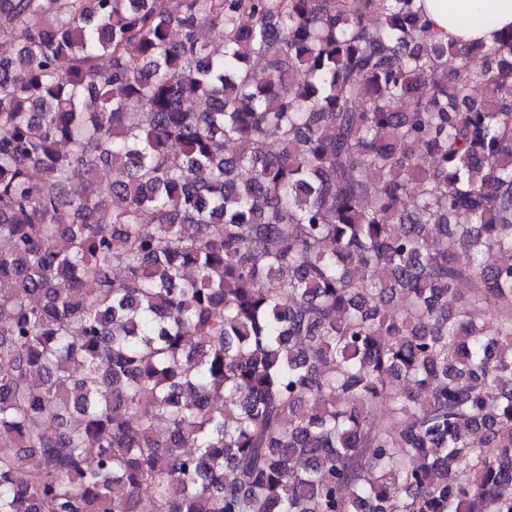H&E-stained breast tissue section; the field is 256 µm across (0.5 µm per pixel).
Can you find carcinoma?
I'll use <instances>...</instances> for the list:
<instances>
[{"instance_id":"obj_1","label":"carcinoma","mask_w":512,"mask_h":512,"mask_svg":"<svg viewBox=\"0 0 512 512\" xmlns=\"http://www.w3.org/2000/svg\"><path fill=\"white\" fill-rule=\"evenodd\" d=\"M0 40V512H512V29L0 0Z\"/></svg>"}]
</instances>
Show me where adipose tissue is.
Instances as JSON below:
<instances>
[{
    "instance_id": "1",
    "label": "adipose tissue",
    "mask_w": 512,
    "mask_h": 512,
    "mask_svg": "<svg viewBox=\"0 0 512 512\" xmlns=\"http://www.w3.org/2000/svg\"><path fill=\"white\" fill-rule=\"evenodd\" d=\"M420 5L437 37L460 46L512 28V0H421ZM462 15L470 16V24H459Z\"/></svg>"
}]
</instances>
